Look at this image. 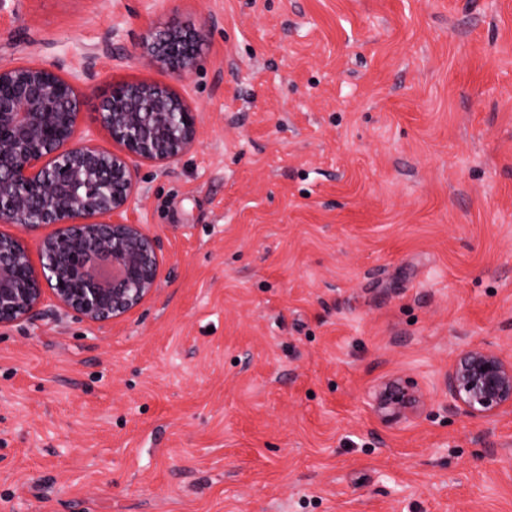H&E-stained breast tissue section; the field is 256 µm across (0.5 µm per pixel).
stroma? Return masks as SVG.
<instances>
[{"label":"stroma","instance_id":"obj_1","mask_svg":"<svg viewBox=\"0 0 512 512\" xmlns=\"http://www.w3.org/2000/svg\"><path fill=\"white\" fill-rule=\"evenodd\" d=\"M158 0H7L0 62L172 82ZM200 114L129 213L162 244L127 316L0 329V512H512V415L446 408L512 355V0H182ZM413 380V421L380 422ZM204 42L201 27L172 21L150 30L137 50L150 64L167 70L182 82L195 70ZM448 411L470 419L512 413V357L473 346L461 351L445 376ZM423 403L420 391L400 378L383 382L369 395L374 414L387 424L407 422L420 412Z\"/></svg>","mask_w":512,"mask_h":512}]
</instances>
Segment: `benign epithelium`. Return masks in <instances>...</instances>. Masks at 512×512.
<instances>
[{
  "label": "benign epithelium",
  "instance_id": "benign-epithelium-1",
  "mask_svg": "<svg viewBox=\"0 0 512 512\" xmlns=\"http://www.w3.org/2000/svg\"><path fill=\"white\" fill-rule=\"evenodd\" d=\"M204 45L202 28L174 21L138 43L150 64L184 81ZM95 56L72 75L36 61L0 64V328L35 322L52 302L80 320L102 324L124 317L158 288L162 245L145 225L126 218L143 195L140 163L160 172L193 150L199 113L175 87L133 81L112 86L80 130L82 87L95 78ZM107 135L117 149L98 143ZM41 271L34 270L28 237ZM448 411L470 419L512 413V357L481 346L461 351L445 376ZM387 424L416 416L423 396L409 382L389 379L369 395Z\"/></svg>",
  "mask_w": 512,
  "mask_h": 512
}]
</instances>
